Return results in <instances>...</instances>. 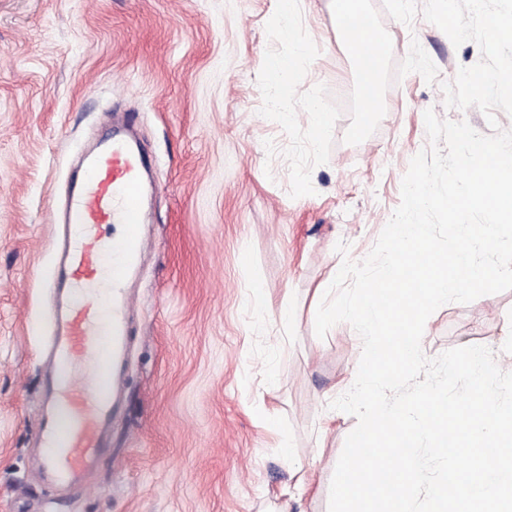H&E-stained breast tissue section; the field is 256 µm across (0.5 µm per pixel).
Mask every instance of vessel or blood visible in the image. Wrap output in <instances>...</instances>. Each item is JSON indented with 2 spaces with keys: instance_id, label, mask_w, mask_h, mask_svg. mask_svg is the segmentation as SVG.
<instances>
[{
  "instance_id": "b4317fda",
  "label": "vessel or blood",
  "mask_w": 512,
  "mask_h": 512,
  "mask_svg": "<svg viewBox=\"0 0 512 512\" xmlns=\"http://www.w3.org/2000/svg\"><path fill=\"white\" fill-rule=\"evenodd\" d=\"M141 160L120 135L85 162L68 195L59 258L67 299L54 313L63 326L50 345V381L58 416L41 420L45 462L59 481L98 463L112 417L113 362L126 344L130 305L124 283L147 249L141 222ZM105 224H124L119 239L102 237Z\"/></svg>"
}]
</instances>
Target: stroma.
<instances>
[{"label":"stroma","mask_w":512,"mask_h":512,"mask_svg":"<svg viewBox=\"0 0 512 512\" xmlns=\"http://www.w3.org/2000/svg\"><path fill=\"white\" fill-rule=\"evenodd\" d=\"M379 23L386 55L371 123L328 0H292L308 42L271 103L267 59L289 51L279 0H0V512H328L357 419L331 409L356 363L345 322L315 333L343 259H364L428 144L426 109L487 135L478 108L444 105L442 83L482 58L423 17ZM156 190L130 290L132 333L117 372L102 460L63 486L41 467L51 413L43 347L56 283V213L81 159L117 119ZM345 242L347 253L336 249ZM273 308L259 314L252 289ZM293 317L281 321L278 306ZM512 289L448 303L427 320V357L490 348L512 372ZM309 481L281 489L289 464Z\"/></svg>","instance_id":"1"}]
</instances>
